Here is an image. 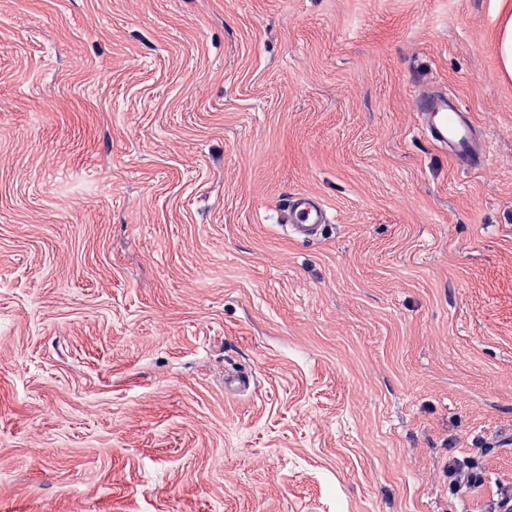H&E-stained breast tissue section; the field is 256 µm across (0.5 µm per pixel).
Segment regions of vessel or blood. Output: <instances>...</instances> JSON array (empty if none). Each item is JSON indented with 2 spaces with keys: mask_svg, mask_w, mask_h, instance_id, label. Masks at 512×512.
I'll return each mask as SVG.
<instances>
[{
  "mask_svg": "<svg viewBox=\"0 0 512 512\" xmlns=\"http://www.w3.org/2000/svg\"><path fill=\"white\" fill-rule=\"evenodd\" d=\"M418 118L422 135L447 149L457 165L467 171L482 169L490 157L489 142L455 98L443 94H427L418 102ZM280 221L298 239L315 238L328 222L323 202L309 194L288 195L280 208Z\"/></svg>",
  "mask_w": 512,
  "mask_h": 512,
  "instance_id": "obj_1",
  "label": "vessel or blood"
}]
</instances>
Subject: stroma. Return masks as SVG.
<instances>
[{
	"mask_svg": "<svg viewBox=\"0 0 512 512\" xmlns=\"http://www.w3.org/2000/svg\"><path fill=\"white\" fill-rule=\"evenodd\" d=\"M499 25L496 0H0V512L512 488ZM436 92L482 169L420 135ZM296 192L316 240L277 222ZM418 118L422 135L444 149L462 170L482 169L490 157L485 134L474 124L455 98L443 94H427L418 102ZM280 221L293 237L309 240L328 223V211L314 195L290 194L281 205ZM477 461L473 457L453 458L448 462V475L454 478L456 488L462 486L472 489L482 485L484 478L477 469Z\"/></svg>",
	"mask_w": 512,
	"mask_h": 512,
	"instance_id": "1",
	"label": "stroma"
}]
</instances>
